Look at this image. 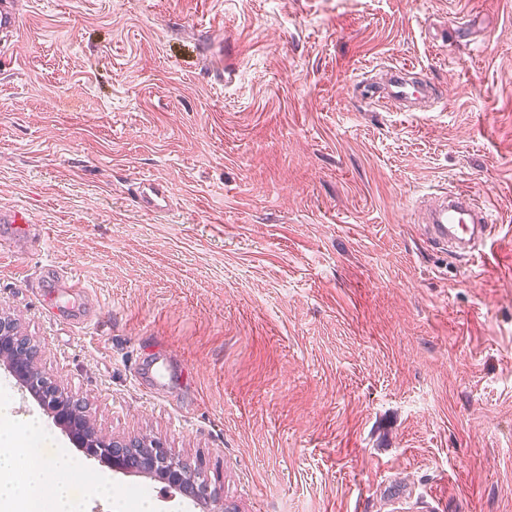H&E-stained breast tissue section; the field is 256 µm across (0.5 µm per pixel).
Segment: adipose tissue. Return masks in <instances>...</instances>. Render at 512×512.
<instances>
[{
  "label": "adipose tissue",
  "instance_id": "ef3b65f1",
  "mask_svg": "<svg viewBox=\"0 0 512 512\" xmlns=\"http://www.w3.org/2000/svg\"><path fill=\"white\" fill-rule=\"evenodd\" d=\"M14 480L0 481V512H85L73 491L76 464L58 457L47 462L39 448L19 440L17 428L0 423V473Z\"/></svg>",
  "mask_w": 512,
  "mask_h": 512
}]
</instances>
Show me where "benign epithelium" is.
<instances>
[{"mask_svg": "<svg viewBox=\"0 0 512 512\" xmlns=\"http://www.w3.org/2000/svg\"><path fill=\"white\" fill-rule=\"evenodd\" d=\"M41 357V346L23 334L18 319L0 310V360L87 455L107 462L119 472L154 476L170 489L190 496L201 512H211V506L221 502L222 489L211 486L201 477L200 468L175 457L163 444L111 438L96 430L84 407L68 395L67 388L40 372Z\"/></svg>", "mask_w": 512, "mask_h": 512, "instance_id": "obj_1", "label": "benign epithelium"}]
</instances>
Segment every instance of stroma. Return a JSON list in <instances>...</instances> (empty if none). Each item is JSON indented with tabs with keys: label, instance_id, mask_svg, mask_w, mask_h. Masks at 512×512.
<instances>
[{
	"label": "stroma",
	"instance_id": "35a3bbf8",
	"mask_svg": "<svg viewBox=\"0 0 512 512\" xmlns=\"http://www.w3.org/2000/svg\"><path fill=\"white\" fill-rule=\"evenodd\" d=\"M20 4L0 210L33 221L0 224V306L96 429L202 463L224 512H512V0ZM393 65L440 102L350 98ZM144 178L168 213L140 209ZM454 188L501 209L483 263L417 224ZM155 357L161 393L137 378ZM0 413L79 462L86 512L141 491L198 512L86 456L21 389Z\"/></svg>",
	"mask_w": 512,
	"mask_h": 512
}]
</instances>
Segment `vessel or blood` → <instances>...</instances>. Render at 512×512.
I'll use <instances>...</instances> for the list:
<instances>
[{
  "label": "vessel or blood",
  "mask_w": 512,
  "mask_h": 512,
  "mask_svg": "<svg viewBox=\"0 0 512 512\" xmlns=\"http://www.w3.org/2000/svg\"><path fill=\"white\" fill-rule=\"evenodd\" d=\"M20 24L16 0H0V42L6 44L15 38ZM433 89V82L413 80L405 69L392 68L384 88H376L371 79L362 78L355 83L353 95L409 111L432 95ZM138 197L142 209L164 212L170 208L168 194L159 182L140 180ZM494 225L495 215L484 202L467 191L455 190L440 194L428 209L425 236L431 246L472 260L481 257Z\"/></svg>",
  "instance_id": "b4317fda"
}]
</instances>
